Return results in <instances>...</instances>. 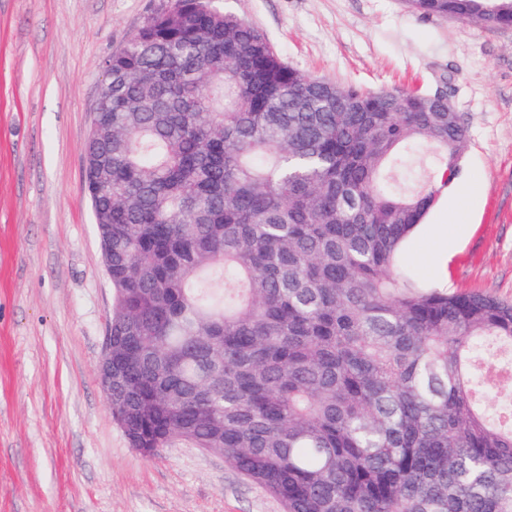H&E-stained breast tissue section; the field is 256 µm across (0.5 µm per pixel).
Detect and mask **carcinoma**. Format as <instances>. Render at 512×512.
I'll list each match as a JSON object with an SVG mask.
<instances>
[{
    "mask_svg": "<svg viewBox=\"0 0 512 512\" xmlns=\"http://www.w3.org/2000/svg\"><path fill=\"white\" fill-rule=\"evenodd\" d=\"M512 25V0H401ZM87 155L112 232V418L206 448L286 512H512V301L400 268L458 171L446 97L304 74L211 0L105 61ZM437 150L429 184L391 173Z\"/></svg>",
    "mask_w": 512,
    "mask_h": 512,
    "instance_id": "cac0c4a2",
    "label": "carcinoma"
}]
</instances>
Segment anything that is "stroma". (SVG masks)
Returning a JSON list of instances; mask_svg holds the SVG:
<instances>
[{"mask_svg": "<svg viewBox=\"0 0 512 512\" xmlns=\"http://www.w3.org/2000/svg\"><path fill=\"white\" fill-rule=\"evenodd\" d=\"M169 0H0V512H284L219 455L147 457L97 366L112 285L84 187L104 64ZM300 72L446 93L467 128L469 224L430 212L400 263L420 284L512 300V28L400 0H214Z\"/></svg>", "mask_w": 512, "mask_h": 512, "instance_id": "obj_1", "label": "stroma"}]
</instances>
